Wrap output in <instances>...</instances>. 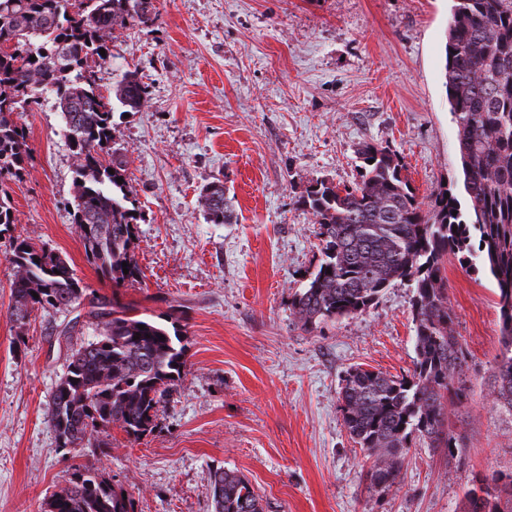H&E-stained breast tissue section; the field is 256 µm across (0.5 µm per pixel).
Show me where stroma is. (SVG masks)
Here are the masks:
<instances>
[{
    "mask_svg": "<svg viewBox=\"0 0 512 512\" xmlns=\"http://www.w3.org/2000/svg\"><path fill=\"white\" fill-rule=\"evenodd\" d=\"M155 7L153 23L117 32L111 58L89 68L106 97L130 70L148 86L141 111H114L110 145L127 164L139 215L138 282L114 288L85 256L71 211L74 158L53 100L19 116L30 159L9 183L15 222L0 230V512H46L78 465L126 493L134 512H213L216 467L245 476L264 512H464L474 474L512 473V411L491 395L502 349L493 282L445 257L467 351L448 429L464 446L451 458L413 445L398 490L385 494L366 490L364 453L343 426L339 392L354 365L412 370L413 287L395 282L365 312L310 334L291 310L321 259L301 200L312 180L353 182L360 143L389 145L419 201L457 188L444 78L450 0ZM217 180L236 223H210L197 202ZM19 238L66 258L93 295L178 318L186 368L153 432L135 440L113 426L102 435L106 450L58 448L50 395L96 322L86 303L79 319L51 307L11 318L8 258Z\"/></svg>",
    "mask_w": 512,
    "mask_h": 512,
    "instance_id": "stroma-1",
    "label": "stroma"
}]
</instances>
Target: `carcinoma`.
Returning <instances> with one entry per match:
<instances>
[{
	"label": "carcinoma",
	"instance_id": "1",
	"mask_svg": "<svg viewBox=\"0 0 512 512\" xmlns=\"http://www.w3.org/2000/svg\"><path fill=\"white\" fill-rule=\"evenodd\" d=\"M451 2L445 86L468 213L443 190L428 205L419 201L400 158L375 141L358 149L356 182L340 187L317 179L303 197L322 241L320 264L291 303L304 331L363 313L396 281L414 287L412 374L357 365L340 388L344 427L366 452L365 480L376 494L399 484L413 443L445 448L450 456L461 447L445 428L461 394L453 381L466 360L442 275L450 253L476 260L498 290L502 351L492 393L512 411V0ZM154 15L153 0H0V226L15 223L6 180L19 176L29 157L19 113L50 96L74 157L76 230L87 260L116 287L141 276L136 216L128 206L125 162L106 159L115 134L113 103L97 91L87 68L90 60L107 61L116 32L146 25ZM147 97V85L133 73L112 87V98L128 112L140 111ZM198 201L211 223H231L222 182L203 186ZM10 263L11 316L19 322L39 308L77 309L86 298L66 259L26 239L15 243ZM90 305L98 334L72 353L49 403L58 447L70 451L92 444L112 425L135 439L152 432L186 367L177 327L133 315L115 298L95 297ZM208 482L215 512H264L237 472L212 470ZM47 512L133 510L108 480L84 467L51 496ZM465 512H512V474L474 476Z\"/></svg>",
	"mask_w": 512,
	"mask_h": 512
}]
</instances>
